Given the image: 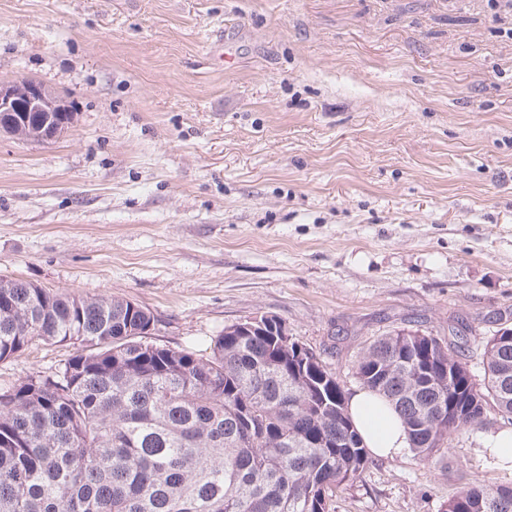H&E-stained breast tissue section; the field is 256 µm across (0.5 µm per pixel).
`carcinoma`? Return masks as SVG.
<instances>
[{
  "label": "carcinoma",
  "mask_w": 512,
  "mask_h": 512,
  "mask_svg": "<svg viewBox=\"0 0 512 512\" xmlns=\"http://www.w3.org/2000/svg\"><path fill=\"white\" fill-rule=\"evenodd\" d=\"M154 315L115 296L0 279V361L36 343L75 352L0 387V512H331L372 452L345 390L272 318L204 349L143 340ZM483 370L436 337L398 331L353 365L402 420L418 459L494 411L512 420V328L482 338ZM442 512H512V482H466Z\"/></svg>",
  "instance_id": "obj_1"
}]
</instances>
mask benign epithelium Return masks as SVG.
Segmentation results:
<instances>
[{
  "label": "benign epithelium",
  "mask_w": 512,
  "mask_h": 512,
  "mask_svg": "<svg viewBox=\"0 0 512 512\" xmlns=\"http://www.w3.org/2000/svg\"><path fill=\"white\" fill-rule=\"evenodd\" d=\"M70 118L68 107L56 91L41 82L0 84V135L49 143Z\"/></svg>",
  "instance_id": "benign-epithelium-1"
}]
</instances>
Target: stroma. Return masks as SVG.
<instances>
[{"label":"stroma","instance_id":"stroma-1","mask_svg":"<svg viewBox=\"0 0 512 512\" xmlns=\"http://www.w3.org/2000/svg\"><path fill=\"white\" fill-rule=\"evenodd\" d=\"M54 88L46 144L0 137V278L148 308L199 348L285 322L353 392L373 339L512 327V9L502 0H0V83ZM70 347L0 361V386ZM485 426L374 458L335 512H440L512 481Z\"/></svg>","mask_w":512,"mask_h":512}]
</instances>
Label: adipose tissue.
I'll use <instances>...</instances> for the list:
<instances>
[{"instance_id": "ef3b65f1", "label": "adipose tissue", "mask_w": 512, "mask_h": 512, "mask_svg": "<svg viewBox=\"0 0 512 512\" xmlns=\"http://www.w3.org/2000/svg\"><path fill=\"white\" fill-rule=\"evenodd\" d=\"M349 412L367 448L378 456L403 455L407 435L390 407L375 395L358 389L349 399Z\"/></svg>"}]
</instances>
